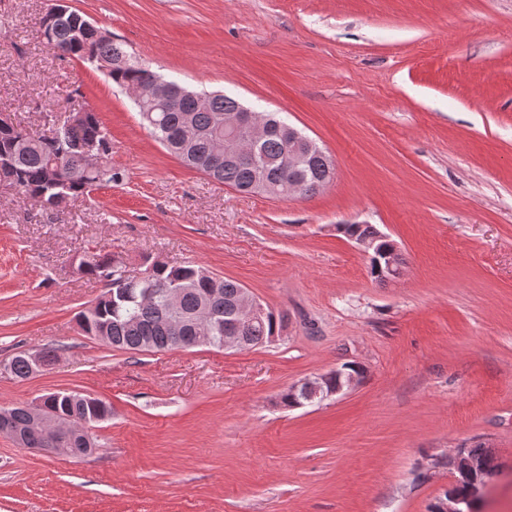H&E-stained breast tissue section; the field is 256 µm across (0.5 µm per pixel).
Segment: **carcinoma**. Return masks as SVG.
Returning <instances> with one entry per match:
<instances>
[{
	"label": "carcinoma",
	"instance_id": "carcinoma-1",
	"mask_svg": "<svg viewBox=\"0 0 512 512\" xmlns=\"http://www.w3.org/2000/svg\"><path fill=\"white\" fill-rule=\"evenodd\" d=\"M64 13L45 15L41 20L46 42L61 56L93 61L105 70L113 83L127 92L141 93L161 75L139 63L121 64L129 56L124 45L111 37L94 38L84 32L85 18L63 7ZM208 107L196 108L195 101L182 99L173 105L150 101L143 96L136 103L151 135L185 165L215 181L246 190L254 182L257 170L268 183L280 190L288 184L303 183L300 195L312 196L333 178L328 156L317 150H304L296 164H288V144L276 132L267 134L257 145L255 161L224 162V114L240 110L243 104L223 93H209ZM197 130L196 137L184 142L181 132L185 124ZM89 139L100 142L102 152L95 171L87 170L83 143ZM6 155L17 177L18 192L24 199L38 198L46 209L62 212L70 199L88 194L94 189L123 180V174L112 168V140L98 115L83 110L74 124L59 120L38 138L30 136L19 125L5 131L0 128V157ZM126 267L120 256L101 255L86 251L80 257L78 269L89 276L107 282L108 290L92 306L78 314L82 331L102 343L116 348L143 351L171 350L174 341L166 334V324L174 313L165 303V292L180 288L183 298L180 311L192 316L208 297V311L215 326V338L210 346L218 348L224 335V323L234 312L237 295L242 288L238 282L219 277L201 265L169 267L152 262L145 268L146 278L135 286L122 282ZM216 292L208 294L209 289ZM281 319L270 311L265 317L241 326L249 347L263 344L275 335ZM10 373L19 379L32 375L28 356L20 353L12 358ZM49 407L68 415L74 422L83 419L100 422L112 415V408L100 399H91L76 392H56L50 395ZM466 455L477 471L463 473L456 469L455 460H448L454 470L456 492L470 494L479 474L496 473L500 468L495 453L481 445L466 447Z\"/></svg>",
	"mask_w": 512,
	"mask_h": 512
}]
</instances>
